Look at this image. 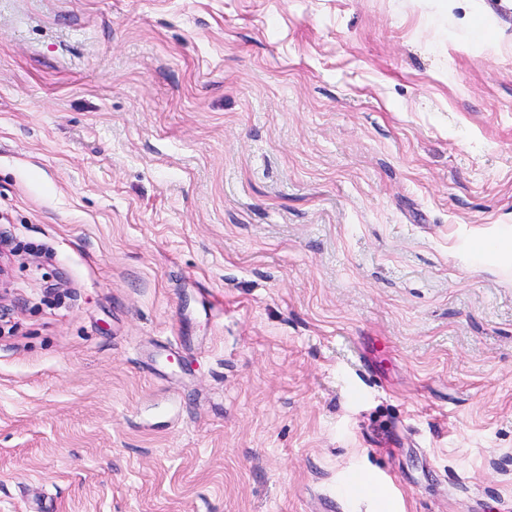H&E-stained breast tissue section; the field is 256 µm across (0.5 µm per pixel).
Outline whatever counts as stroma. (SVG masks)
Returning <instances> with one entry per match:
<instances>
[{"instance_id": "35a3bbf8", "label": "stroma", "mask_w": 512, "mask_h": 512, "mask_svg": "<svg viewBox=\"0 0 512 512\" xmlns=\"http://www.w3.org/2000/svg\"><path fill=\"white\" fill-rule=\"evenodd\" d=\"M0 512H512V0H0Z\"/></svg>"}]
</instances>
